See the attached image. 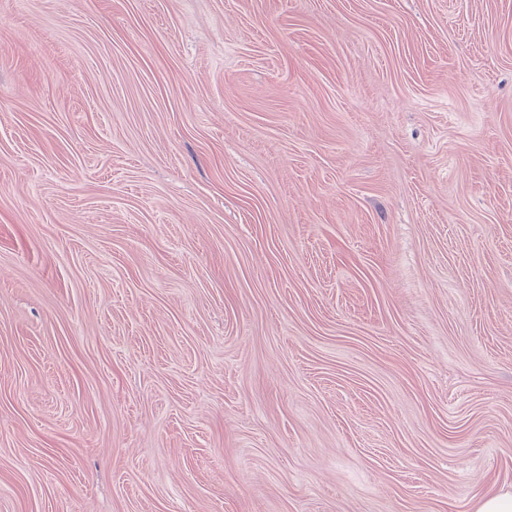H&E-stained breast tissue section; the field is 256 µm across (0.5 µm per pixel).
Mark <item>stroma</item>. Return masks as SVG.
Listing matches in <instances>:
<instances>
[{
    "label": "stroma",
    "instance_id": "stroma-1",
    "mask_svg": "<svg viewBox=\"0 0 512 512\" xmlns=\"http://www.w3.org/2000/svg\"><path fill=\"white\" fill-rule=\"evenodd\" d=\"M492 486L512 0H0V512Z\"/></svg>",
    "mask_w": 512,
    "mask_h": 512
}]
</instances>
